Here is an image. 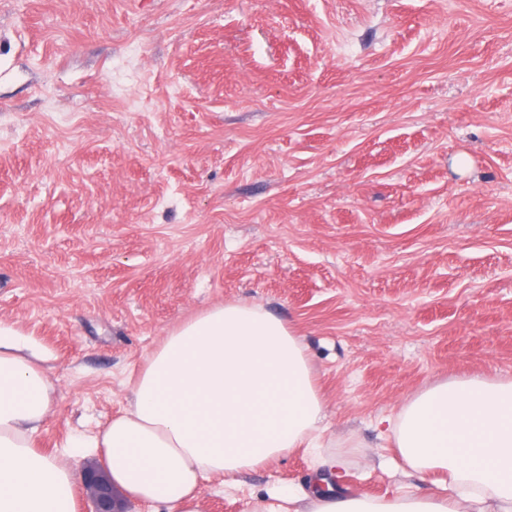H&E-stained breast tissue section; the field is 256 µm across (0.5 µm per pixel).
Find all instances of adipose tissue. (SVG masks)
<instances>
[{
	"label": "adipose tissue",
	"mask_w": 512,
	"mask_h": 512,
	"mask_svg": "<svg viewBox=\"0 0 512 512\" xmlns=\"http://www.w3.org/2000/svg\"><path fill=\"white\" fill-rule=\"evenodd\" d=\"M50 355L0 323V512H77V454L42 453L53 410ZM324 402L297 336L259 304L224 303L173 328L139 374L128 408L83 448L104 451L131 501L200 512L198 485L298 448L319 447ZM395 448L419 473L447 475L430 500L350 498L332 483L335 458L311 491H270L255 512L309 500L310 512H512V380L469 377L415 395L388 420Z\"/></svg>",
	"instance_id": "adipose-tissue-1"
}]
</instances>
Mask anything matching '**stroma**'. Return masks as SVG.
I'll return each mask as SVG.
<instances>
[{"label":"stroma","mask_w":512,"mask_h":512,"mask_svg":"<svg viewBox=\"0 0 512 512\" xmlns=\"http://www.w3.org/2000/svg\"><path fill=\"white\" fill-rule=\"evenodd\" d=\"M299 336L342 494L419 497L388 417L512 379V0H0V322L60 453L221 303ZM317 455L201 480V512Z\"/></svg>","instance_id":"35a3bbf8"}]
</instances>
